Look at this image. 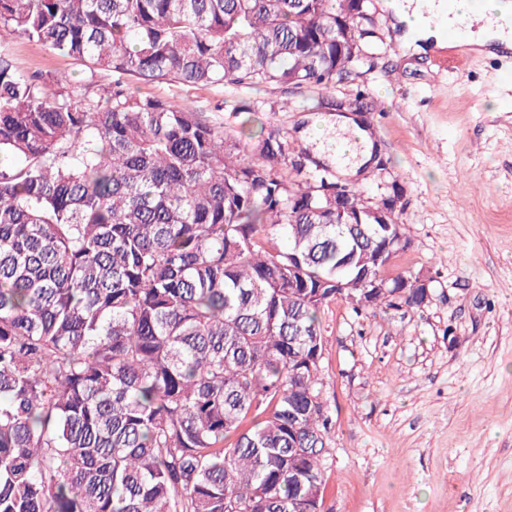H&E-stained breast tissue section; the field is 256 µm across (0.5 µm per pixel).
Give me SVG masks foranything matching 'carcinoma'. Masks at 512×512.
Here are the masks:
<instances>
[{"instance_id": "cac0c4a2", "label": "carcinoma", "mask_w": 512, "mask_h": 512, "mask_svg": "<svg viewBox=\"0 0 512 512\" xmlns=\"http://www.w3.org/2000/svg\"><path fill=\"white\" fill-rule=\"evenodd\" d=\"M377 11L0 0V43L24 35L99 84L50 95L0 50V512L324 507L318 313L420 306L413 276L370 285L409 237L364 207L401 188L366 200L298 129L247 133L130 84L317 88L311 111L334 112L336 83L392 48Z\"/></svg>"}]
</instances>
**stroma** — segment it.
Instances as JSON below:
<instances>
[{
	"instance_id": "stroma-1",
	"label": "stroma",
	"mask_w": 512,
	"mask_h": 512,
	"mask_svg": "<svg viewBox=\"0 0 512 512\" xmlns=\"http://www.w3.org/2000/svg\"><path fill=\"white\" fill-rule=\"evenodd\" d=\"M377 16L393 50L336 86L365 113L392 178L409 246L387 273L425 276L420 308L355 314L326 304L320 326L324 395L336 423L325 464L326 512H512V52L440 63L406 51L385 0ZM17 69L48 92L85 91L72 58L13 36ZM140 95L229 118L238 92L135 83ZM317 92H254L287 100L257 124L314 121Z\"/></svg>"
}]
</instances>
